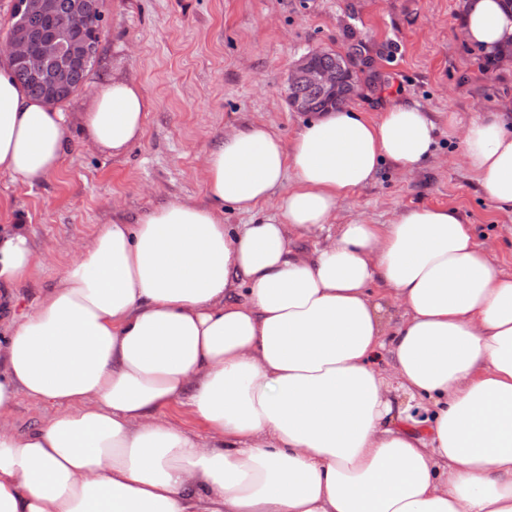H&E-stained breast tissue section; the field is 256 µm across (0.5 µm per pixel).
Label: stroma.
<instances>
[{"instance_id":"obj_1","label":"stroma","mask_w":512,"mask_h":512,"mask_svg":"<svg viewBox=\"0 0 512 512\" xmlns=\"http://www.w3.org/2000/svg\"><path fill=\"white\" fill-rule=\"evenodd\" d=\"M99 59L61 104L87 111L104 81L138 83L153 107L140 142L121 156L82 137L45 182L0 174V224L27 225L46 260L16 288L25 312L68 262V246L119 214L136 221L174 199H204L203 157L234 127L256 122L291 141L309 120L288 104V73L310 51L348 59L360 81L351 108L377 116L418 102L438 126L435 157L419 171L383 170L340 205L339 223H390L401 211L452 206L512 274V212L480 187L448 135V115L512 109V60H491L460 34V0H103Z\"/></svg>"}]
</instances>
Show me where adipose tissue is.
Listing matches in <instances>:
<instances>
[{"instance_id": "ef3b65f1", "label": "adipose tissue", "mask_w": 512, "mask_h": 512, "mask_svg": "<svg viewBox=\"0 0 512 512\" xmlns=\"http://www.w3.org/2000/svg\"><path fill=\"white\" fill-rule=\"evenodd\" d=\"M485 56L503 0H461ZM152 102L125 79L81 113L86 143L139 142ZM74 121L0 70V173L34 185ZM485 194L512 210V113L448 115ZM412 100L323 113L283 142L254 123L204 157L205 202L97 225L23 315L39 266L0 224V512H512V274L453 207L341 224L383 164L433 154ZM254 215L232 229L225 209ZM322 230L306 249L295 236ZM50 405L21 432L18 397ZM189 408L197 435L159 418Z\"/></svg>"}]
</instances>
